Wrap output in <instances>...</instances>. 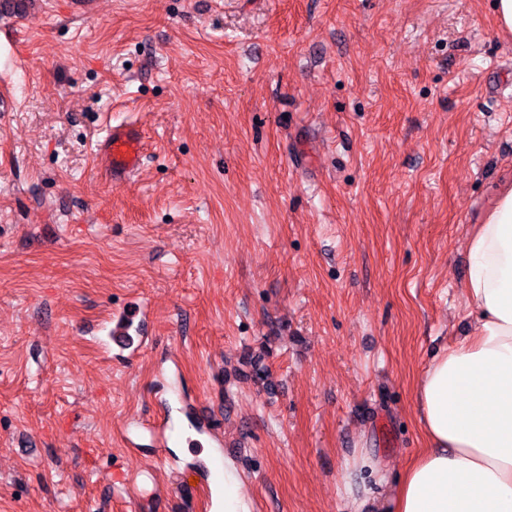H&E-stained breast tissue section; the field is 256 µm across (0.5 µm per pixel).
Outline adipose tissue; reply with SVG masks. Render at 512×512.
Listing matches in <instances>:
<instances>
[{"label": "adipose tissue", "mask_w": 512, "mask_h": 512, "mask_svg": "<svg viewBox=\"0 0 512 512\" xmlns=\"http://www.w3.org/2000/svg\"><path fill=\"white\" fill-rule=\"evenodd\" d=\"M467 252L473 332L415 387L428 446L390 488L379 461H346L344 488L356 510L512 512V181L498 188Z\"/></svg>", "instance_id": "adipose-tissue-1"}]
</instances>
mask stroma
I'll return each instance as SVG.
<instances>
[{"instance_id":"stroma-1","label":"stroma","mask_w":512,"mask_h":512,"mask_svg":"<svg viewBox=\"0 0 512 512\" xmlns=\"http://www.w3.org/2000/svg\"><path fill=\"white\" fill-rule=\"evenodd\" d=\"M90 2L0 8V512H209L200 452L253 512H347L345 459L426 448L416 384L472 330L467 239L512 179L493 0ZM100 155L107 161L112 180L121 184L139 168L143 157V141L133 126L114 128L100 146Z\"/></svg>"}]
</instances>
